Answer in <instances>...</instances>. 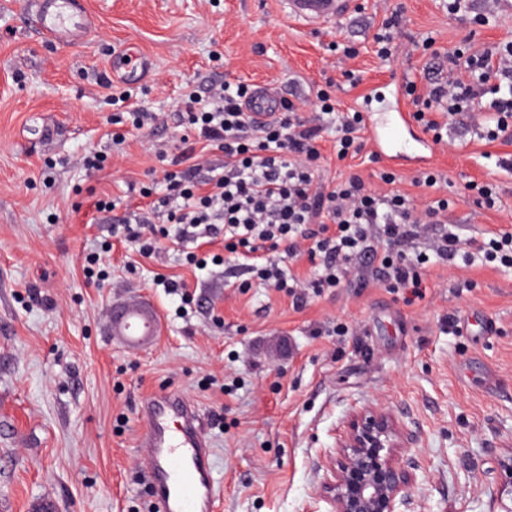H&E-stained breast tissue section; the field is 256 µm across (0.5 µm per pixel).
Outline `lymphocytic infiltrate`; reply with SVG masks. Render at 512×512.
Instances as JSON below:
<instances>
[{
    "label": "lymphocytic infiltrate",
    "instance_id": "1",
    "mask_svg": "<svg viewBox=\"0 0 512 512\" xmlns=\"http://www.w3.org/2000/svg\"><path fill=\"white\" fill-rule=\"evenodd\" d=\"M402 91L417 106L414 120L435 143H444L449 125L467 112L477 138L512 142L511 47L445 54L424 84L409 80ZM253 93L252 84L224 80L211 84L207 97L189 94L183 150L162 175L167 192L157 196L140 188L146 206L137 223L125 227L140 256L150 257L163 239L182 245L220 238L237 260L226 275L256 279L299 307L309 296L343 287L362 262L384 287L413 299L422 296L432 264L512 268L511 229L473 244L448 227V200L437 194L447 180L443 173L416 177V185L433 191L420 202L372 191L355 173L321 179L324 134H332L343 160L359 154L365 129L363 114L341 108L332 91H318L316 119L304 118L301 104L288 100L264 125L246 116ZM213 150L223 154L222 167L209 165L206 155ZM155 214L173 231L153 225ZM301 255L313 265L304 278L283 266L284 258Z\"/></svg>",
    "mask_w": 512,
    "mask_h": 512
}]
</instances>
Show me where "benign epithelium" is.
<instances>
[{"instance_id":"obj_1","label":"benign epithelium","mask_w":512,"mask_h":512,"mask_svg":"<svg viewBox=\"0 0 512 512\" xmlns=\"http://www.w3.org/2000/svg\"><path fill=\"white\" fill-rule=\"evenodd\" d=\"M410 434L406 425L380 405L354 410L329 456L322 495L330 512H403L417 483L416 468L404 461ZM499 493L511 505L512 449L497 461Z\"/></svg>"}]
</instances>
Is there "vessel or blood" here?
<instances>
[{
	"label": "vessel or blood",
	"instance_id": "1",
	"mask_svg": "<svg viewBox=\"0 0 512 512\" xmlns=\"http://www.w3.org/2000/svg\"><path fill=\"white\" fill-rule=\"evenodd\" d=\"M352 0H288L289 14L323 24L346 17ZM30 11L39 30L53 42L81 41L95 24L82 0H32ZM277 98L267 87H257L248 105L256 121L274 117ZM374 153L389 162H429L432 141L415 132L409 113L396 112L372 125ZM126 335L139 333L148 322L139 305L120 314ZM137 445L148 454L145 482L157 512H215L220 484L211 463L213 450L205 437L199 412L181 395L160 392L145 400L138 414Z\"/></svg>",
	"mask_w": 512,
	"mask_h": 512
}]
</instances>
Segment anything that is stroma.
<instances>
[{
    "instance_id": "stroma-1",
    "label": "stroma",
    "mask_w": 512,
    "mask_h": 512,
    "mask_svg": "<svg viewBox=\"0 0 512 512\" xmlns=\"http://www.w3.org/2000/svg\"><path fill=\"white\" fill-rule=\"evenodd\" d=\"M84 3L96 27L62 47L23 21L26 0H0V512L44 502L56 512H145L137 409L163 389L207 420L220 512H327L320 493L337 431L376 403L414 436L418 483L406 512H500L495 461L512 448V269L432 266L424 298L409 305L371 279L297 309L260 282H226L223 267L195 269L167 242L140 257L123 222L137 212L138 187L165 190L188 91L227 78L312 101L332 82L343 106L411 113L387 76L423 78V39L443 51L512 43V13L473 25L449 14L448 0H356L352 17L317 25L289 17L287 0ZM398 9L417 48L384 61L373 36ZM125 52L145 57L146 78L113 79L112 58ZM116 87L131 88L152 126L124 120ZM450 136L456 146H436L430 165L448 177L455 232L474 240L512 228V171L495 161L512 143L487 146L459 128ZM89 150L106 159L92 173L78 163ZM388 169L420 195L419 166H388L368 148L341 161L323 144L326 180L357 171L383 192ZM472 181L494 185L495 208L468 200ZM100 200L112 209L98 210ZM102 250L112 273L99 281L83 258ZM161 275L186 280L196 303L154 287ZM133 300L160 321L158 336L135 347L109 319Z\"/></svg>"
}]
</instances>
